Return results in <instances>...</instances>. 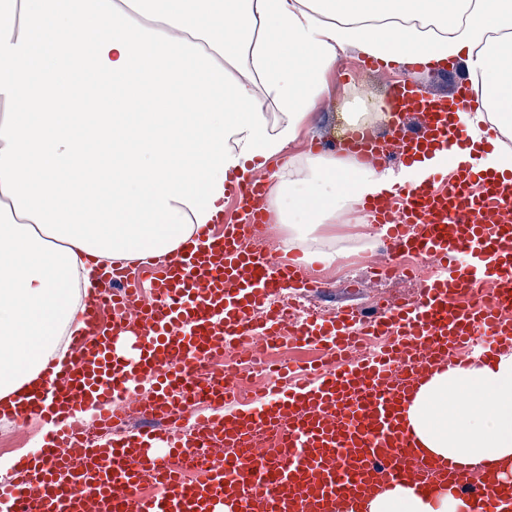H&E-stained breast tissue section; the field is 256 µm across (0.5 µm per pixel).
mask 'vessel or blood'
Here are the masks:
<instances>
[{
    "label": "vessel or blood",
    "instance_id": "b4317fda",
    "mask_svg": "<svg viewBox=\"0 0 512 512\" xmlns=\"http://www.w3.org/2000/svg\"><path fill=\"white\" fill-rule=\"evenodd\" d=\"M474 97L461 81L440 98L408 79L389 92V132L405 157L443 149V188L402 187L364 202L386 230L392 254L411 252L445 268L421 298L365 316L289 323L277 297L309 287L306 262L279 258L251 240L265 226L266 186L228 177L224 195L238 221L216 213L167 260L153 261V297L140 298L132 267H96L82 333L71 335L74 372L19 397L9 417L23 423L56 412L39 454L21 457L30 486L0 484L9 512H359L388 486L447 490L465 512H512V473L493 463L476 479L417 453L403 416L416 383L469 345L489 361L512 350V173L460 161L476 151L448 115ZM416 126H406L407 116ZM344 146L371 166L387 148L356 129ZM262 310L260 320L251 314ZM136 338L133 353L119 346ZM291 339L325 359L308 384L274 385L254 407L235 408L237 386L212 367L231 347L250 356ZM93 400L108 433L89 443L77 409ZM212 408L186 426L184 400ZM137 404L148 426L117 431L120 409Z\"/></svg>",
    "mask_w": 512,
    "mask_h": 512
}]
</instances>
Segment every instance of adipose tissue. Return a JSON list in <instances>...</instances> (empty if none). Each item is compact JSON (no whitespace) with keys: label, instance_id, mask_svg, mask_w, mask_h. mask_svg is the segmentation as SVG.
I'll list each match as a JSON object with an SVG mask.
<instances>
[{"label":"adipose tissue","instance_id":"obj_1","mask_svg":"<svg viewBox=\"0 0 512 512\" xmlns=\"http://www.w3.org/2000/svg\"><path fill=\"white\" fill-rule=\"evenodd\" d=\"M402 68L464 65L458 111L481 168L512 171V0H0V403L71 362L87 258H167L224 207L228 174L295 142L347 48ZM275 114H268L267 105ZM495 138H488V129ZM432 151L377 171L307 155L270 192L281 224L416 186ZM418 451L512 469V352L423 379ZM450 493L394 486L368 512H459Z\"/></svg>","mask_w":512,"mask_h":512}]
</instances>
